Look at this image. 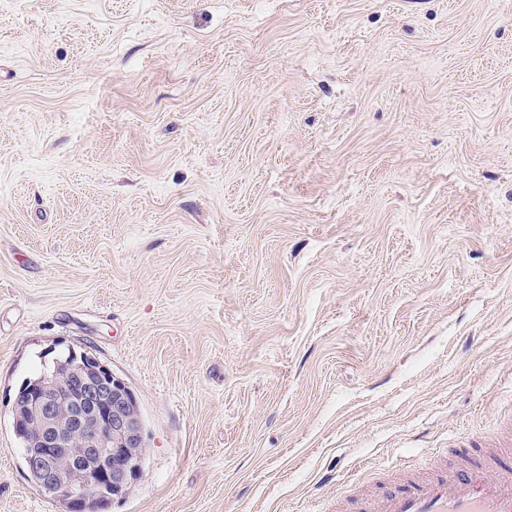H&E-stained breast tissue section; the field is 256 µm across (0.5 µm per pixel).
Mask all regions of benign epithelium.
<instances>
[{
    "mask_svg": "<svg viewBox=\"0 0 512 512\" xmlns=\"http://www.w3.org/2000/svg\"><path fill=\"white\" fill-rule=\"evenodd\" d=\"M37 442L47 451L28 453L48 490L73 509L96 488L128 494L139 476L135 461L145 459L148 442L139 403L127 384L102 366L96 374L45 371L27 398ZM71 453L59 469L55 449Z\"/></svg>",
    "mask_w": 512,
    "mask_h": 512,
    "instance_id": "benign-epithelium-1",
    "label": "benign epithelium"
}]
</instances>
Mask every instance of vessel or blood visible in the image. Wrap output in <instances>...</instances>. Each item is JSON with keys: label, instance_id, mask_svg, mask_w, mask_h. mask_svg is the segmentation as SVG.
<instances>
[{"label": "vessel or blood", "instance_id": "obj_1", "mask_svg": "<svg viewBox=\"0 0 512 512\" xmlns=\"http://www.w3.org/2000/svg\"><path fill=\"white\" fill-rule=\"evenodd\" d=\"M451 454L454 464H436L426 477L403 476L336 512H512V424L497 442L462 439Z\"/></svg>", "mask_w": 512, "mask_h": 512}]
</instances>
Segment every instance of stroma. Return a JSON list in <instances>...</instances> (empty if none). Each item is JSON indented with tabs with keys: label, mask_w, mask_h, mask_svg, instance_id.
<instances>
[{
	"label": "stroma",
	"mask_w": 512,
	"mask_h": 512,
	"mask_svg": "<svg viewBox=\"0 0 512 512\" xmlns=\"http://www.w3.org/2000/svg\"><path fill=\"white\" fill-rule=\"evenodd\" d=\"M108 512H336L512 420V0H0V512L57 352ZM95 375L60 372L58 365L44 371L27 398L43 448L73 452L67 470L59 469L56 451L30 450V434L13 426L26 463L38 470L48 490L79 510L81 498L96 488L126 495L140 472L136 460H144L148 442L139 403L127 384L105 366ZM79 442L81 448H74ZM27 465V463H26ZM89 496L82 512H103L112 493Z\"/></svg>",
	"instance_id": "stroma-1"
}]
</instances>
